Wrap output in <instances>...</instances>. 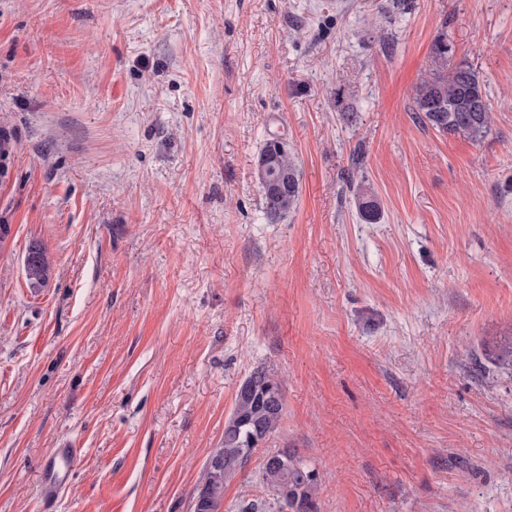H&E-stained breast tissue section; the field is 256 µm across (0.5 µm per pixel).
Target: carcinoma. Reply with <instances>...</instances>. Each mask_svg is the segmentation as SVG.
I'll return each mask as SVG.
<instances>
[{"instance_id": "obj_1", "label": "carcinoma", "mask_w": 512, "mask_h": 512, "mask_svg": "<svg viewBox=\"0 0 512 512\" xmlns=\"http://www.w3.org/2000/svg\"><path fill=\"white\" fill-rule=\"evenodd\" d=\"M454 48L445 35L435 38L431 58L434 77L419 86L415 94L418 120L442 134H463L474 142L481 141L489 130L492 112L484 84L467 64L448 69V57ZM288 177L284 194L263 193L265 215L273 223L283 218L297 203L300 176L294 153L286 147L273 153L265 172H257L259 183ZM361 218L375 223L380 206L373 195L356 198ZM27 280L41 286L50 275L47 251L40 245L29 247L24 259ZM251 384L248 394L236 393L231 415L233 426H224L223 446L214 454L215 464L206 469L205 484L209 498L198 512H220L224 505V489L243 471L259 451L258 440H267L278 430L283 418L285 396L281 382L264 368H255L247 376ZM257 482L271 496L270 507L276 512H314L319 491V476L309 468L294 448L262 452Z\"/></svg>"}]
</instances>
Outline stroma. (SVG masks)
<instances>
[{
	"mask_svg": "<svg viewBox=\"0 0 512 512\" xmlns=\"http://www.w3.org/2000/svg\"><path fill=\"white\" fill-rule=\"evenodd\" d=\"M441 32L481 141L416 118ZM1 136L0 512H193L261 366L317 512H512V0H0ZM286 146L280 152L269 153L273 158L266 167L265 172H261L257 167V178L261 185L264 181H279L282 175L288 176V191L284 194L278 193L282 185L279 182H266L262 189L265 215L269 222L273 223L283 218L297 203L300 193V176L297 161L294 153L288 148V142L285 139ZM24 271L33 286H41L49 279L50 262L44 247L37 244L29 247L24 259ZM76 458L77 448H70L67 444L52 448L43 467V482L47 492H51L57 486L65 483Z\"/></svg>",
	"mask_w": 512,
	"mask_h": 512,
	"instance_id": "stroma-1",
	"label": "stroma"
}]
</instances>
